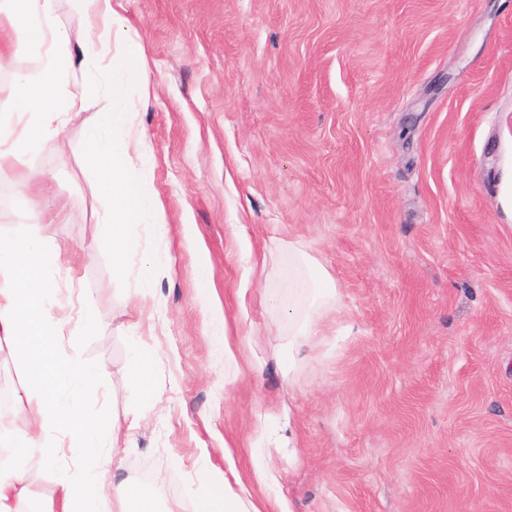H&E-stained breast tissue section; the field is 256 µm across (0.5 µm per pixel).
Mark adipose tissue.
Returning a JSON list of instances; mask_svg holds the SVG:
<instances>
[{
    "label": "adipose tissue",
    "instance_id": "ef3b65f1",
    "mask_svg": "<svg viewBox=\"0 0 512 512\" xmlns=\"http://www.w3.org/2000/svg\"><path fill=\"white\" fill-rule=\"evenodd\" d=\"M71 12L85 23L77 33L63 30L56 0H0V71L13 73V111L0 113V131L23 119L16 141L0 134V169L26 154L39 152L57 137L62 116L94 99L106 106L89 127L87 157L97 191L109 206L101 222L112 245L113 269L123 271L136 249L135 229L146 225L156 235L167 232L168 220L160 199L143 189L131 172L132 153L144 141L133 124L131 85L147 86L148 65L141 36L119 10V0H68ZM42 49L38 76L15 69V51L29 45ZM92 66L100 80L69 85L74 62ZM62 210L32 207L28 222L12 235L0 234V354L21 361L19 383L26 398L15 406L23 424L0 415V447L9 449L13 465L0 468V512H25L30 497L25 481L33 469H56L60 512H112L114 499H143L153 503L161 494L159 481L145 486L121 483L111 491L103 484L115 457L116 426L91 420L85 400L96 394L100 365L79 351L61 356L55 341L62 307L56 279L61 253L54 244V227ZM337 288L331 274L299 242L288 244V295L267 296L270 306L289 305L293 339L289 360L324 336L320 306L334 299ZM70 449L72 463L59 464L62 449ZM198 512H261L245 485L216 477L196 499Z\"/></svg>",
    "mask_w": 512,
    "mask_h": 512
}]
</instances>
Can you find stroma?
<instances>
[{
    "instance_id": "1",
    "label": "stroma",
    "mask_w": 512,
    "mask_h": 512,
    "mask_svg": "<svg viewBox=\"0 0 512 512\" xmlns=\"http://www.w3.org/2000/svg\"><path fill=\"white\" fill-rule=\"evenodd\" d=\"M122 4L151 82L131 90V167L167 235L138 227L114 275L87 171L103 102L0 170V232L29 172L67 204L55 244L79 279L58 287L95 325L63 311L58 345L105 367L85 407L121 429L108 483L163 476L160 512H194L229 452L246 476L270 458L290 512H512V0ZM282 238L339 291L327 342L293 362L288 310L261 298L288 293ZM143 254L164 273L142 281ZM135 346L146 394L125 378Z\"/></svg>"
}]
</instances>
